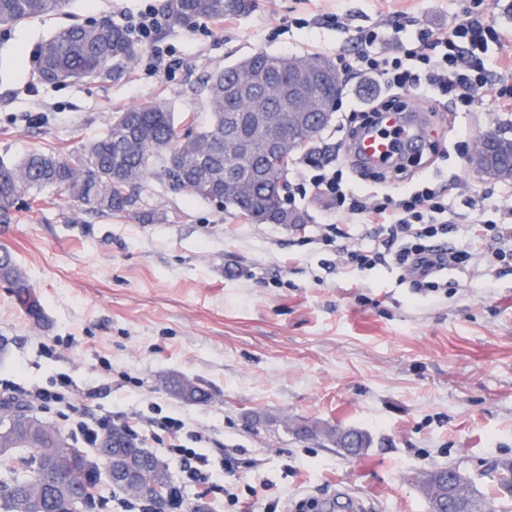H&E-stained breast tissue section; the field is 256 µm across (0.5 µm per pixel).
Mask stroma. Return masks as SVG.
<instances>
[{"label": "stroma", "instance_id": "35a3bbf8", "mask_svg": "<svg viewBox=\"0 0 512 512\" xmlns=\"http://www.w3.org/2000/svg\"><path fill=\"white\" fill-rule=\"evenodd\" d=\"M140 0H70L68 15L126 23ZM462 0H255L219 22L163 25L172 65L142 48L122 74L100 81L41 83L30 60L63 17L0 29V158L33 150L68 153L98 136L117 112L163 98L193 113L203 74L254 52L354 61L357 29L444 28ZM503 33L487 56L496 77L512 76V0H481ZM338 15L341 27L323 24ZM67 15V16H68ZM506 113L476 103L440 111L425 130L437 147L474 143ZM455 175L452 240L474 260L443 271L445 292L424 297L401 270L357 271L317 239L335 224L348 246L362 225L312 198L296 199L309 220L252 224L232 209L147 182L142 198L166 216L157 224L81 214L63 196L16 209L0 224L7 248L40 299L32 320L0 282V378L45 383L69 375L95 413L150 412L205 429L247 465L236 483L255 512H294L302 499L327 501L346 489L379 512H429L423 475L457 467L488 512H512L497 464L512 459V268L492 264L469 227L501 222L512 181L482 179L451 156L414 168ZM188 378L208 394L187 402L170 389ZM308 421L357 429L372 439L351 456L291 426Z\"/></svg>", "mask_w": 512, "mask_h": 512}]
</instances>
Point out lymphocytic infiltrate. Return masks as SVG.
I'll list each match as a JSON object with an SVG mask.
<instances>
[{
  "label": "lymphocytic infiltrate",
  "mask_w": 512,
  "mask_h": 512,
  "mask_svg": "<svg viewBox=\"0 0 512 512\" xmlns=\"http://www.w3.org/2000/svg\"><path fill=\"white\" fill-rule=\"evenodd\" d=\"M162 21L159 0H143L142 8L129 24L133 37L153 46L158 57L172 53L171 48L156 45ZM385 38V32L376 27L359 29L355 35L357 74L374 78L386 94L373 99L361 115H341L338 128L344 142L356 140L362 126L375 123L380 112L406 108L403 94L407 91L416 93L424 103L435 95L466 109L478 98L497 111L512 112V82L493 78L486 67L487 44L500 41L501 35L483 15L466 10L448 27L419 29L414 41L400 42L394 56L381 54L379 47ZM307 160L314 173L308 181L297 184V192L322 197L337 211L368 227L370 248L351 250L337 246L346 267L363 270L393 264L408 272L415 290L431 295L441 289V271L469 259L465 249L438 247L439 240L457 230L448 210L447 187L425 179L399 196L382 197L365 185L366 180L382 179V172L352 162V169L358 170L364 180L363 185L357 186L345 179L342 170L331 169V155L319 151L308 155ZM1 396L63 418L80 412L76 391L65 377L28 387L1 379ZM79 427L84 443L91 446L96 445L100 433L113 427L124 429L142 442L167 435L168 453L179 466L181 482L223 491L230 505L239 502L238 495L224 482L225 475L235 472L237 458L227 453L219 466H211L206 452L210 436L202 430L186 431L182 419L158 412H119L81 418Z\"/></svg>",
  "instance_id": "obj_1"
}]
</instances>
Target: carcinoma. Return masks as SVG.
<instances>
[{
  "instance_id": "cac0c4a2",
  "label": "carcinoma",
  "mask_w": 512,
  "mask_h": 512,
  "mask_svg": "<svg viewBox=\"0 0 512 512\" xmlns=\"http://www.w3.org/2000/svg\"><path fill=\"white\" fill-rule=\"evenodd\" d=\"M68 0H0V28L9 29L34 17L61 13ZM252 0H165L164 14L172 26L196 21H220L224 15L249 10ZM140 52V44L127 27L110 19L66 26L37 46L38 77L44 83L80 82L106 78L122 72ZM335 64L323 57L274 56L256 52L232 66L204 75L199 83L202 109L208 112L204 124L194 116L175 118L169 103L155 101L131 107L116 116L94 139L66 155L34 150L18 161L0 160V223L9 224L22 197L30 202L52 188L90 216L130 215L141 224L165 220L163 213L146 207L142 188L154 181L194 198L232 208L251 224H304L305 214L282 202L287 190L288 165L297 143L282 142L276 149L266 146L257 116L261 112L295 113L307 126H325L334 110L328 103L336 98V82L328 76ZM251 72L263 77L247 97L235 91L239 76ZM303 75L310 81L306 102L285 108L273 88ZM233 118L236 139L247 145L246 157L224 153V119ZM247 192L239 190V183ZM0 280L12 288L16 300L28 315L40 318L41 305L35 300L25 276L5 249L0 251ZM177 393L187 401L204 396L192 382H178ZM0 423V447L23 448L20 466L9 467L0 479V512H21L20 498L36 488L35 480L51 464L55 449L48 442L50 426H29L21 433L5 430ZM294 434L318 439L338 448L353 439L358 447L371 445L370 437L357 429L303 423ZM86 483L73 488L61 475L51 488L45 512H79L92 505L93 492L101 480L91 462H86ZM457 488L468 512H485V501L469 478L457 474Z\"/></svg>"
}]
</instances>
